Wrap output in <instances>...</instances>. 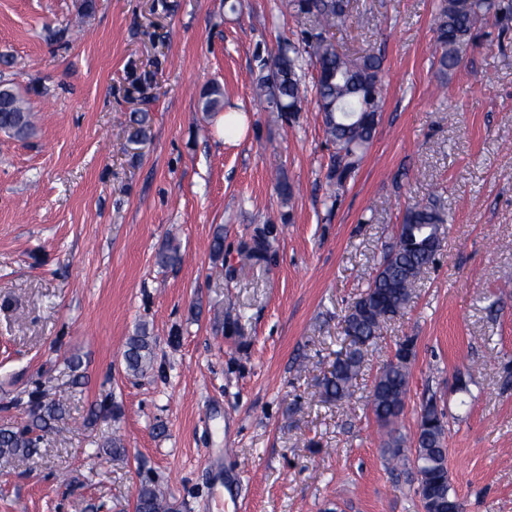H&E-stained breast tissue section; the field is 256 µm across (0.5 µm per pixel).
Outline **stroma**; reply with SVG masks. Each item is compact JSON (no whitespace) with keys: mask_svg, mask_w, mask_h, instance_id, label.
Instances as JSON below:
<instances>
[{"mask_svg":"<svg viewBox=\"0 0 512 512\" xmlns=\"http://www.w3.org/2000/svg\"><path fill=\"white\" fill-rule=\"evenodd\" d=\"M82 3L0 0V79L35 127L0 133V422L25 420L16 401L32 391L68 409L38 454L0 459V512H133L147 479L177 512H224L228 496L235 512H424L369 406L408 337L406 455L436 395L463 512H512V30L444 80L437 0H351L326 37L382 58L384 107L339 185L316 68L301 111H265L252 90L311 17L280 0ZM215 83L245 136L199 110ZM139 112L149 129L133 146ZM431 195L447 218L436 263L366 351L352 396L322 402L345 315L406 209ZM259 234L266 258L242 263ZM169 245L173 268L156 262ZM142 325L154 361L132 377L122 351ZM116 436L124 453L106 454Z\"/></svg>","mask_w":512,"mask_h":512,"instance_id":"1","label":"stroma"}]
</instances>
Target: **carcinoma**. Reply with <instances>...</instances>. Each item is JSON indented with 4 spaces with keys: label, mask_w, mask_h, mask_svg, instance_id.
Segmentation results:
<instances>
[{
    "label": "carcinoma",
    "mask_w": 512,
    "mask_h": 512,
    "mask_svg": "<svg viewBox=\"0 0 512 512\" xmlns=\"http://www.w3.org/2000/svg\"><path fill=\"white\" fill-rule=\"evenodd\" d=\"M350 0H281V5L311 15L318 26L334 27L349 18ZM494 18L499 33L512 23V0H438L434 15L436 66L439 76L448 80L463 62V51L482 42L490 33L481 25ZM318 67L316 102L323 113L325 132L335 148L330 179L343 184L354 173L361 154L371 143L378 116L382 112V59L378 56L351 58L340 53L323 37V32L303 33L301 46L290 43L278 48L272 66L262 65L255 81L257 96L265 98L271 112H299L302 109L301 73L303 55ZM202 110L209 114L224 111V92L217 85L207 88L201 97ZM34 130L25 98L10 83L0 82V131L25 138ZM444 215L431 203L408 208L398 228L395 245L383 256L377 273L368 283L363 297L367 309L360 313L352 307L344 320L349 348L338 353L331 370L319 382L325 402H338L350 396L364 359V348L374 343L382 325L405 309L420 276L436 261L438 225ZM267 252L266 240L256 237L241 249L246 261ZM154 360L152 337L139 328L128 337L123 351L125 371L137 376L146 372ZM408 367L389 360L375 379L371 410L385 425L403 415L408 391ZM25 425L0 424V458L29 457L36 454L44 436L66 410L59 400L46 401L32 393L27 402ZM445 415L435 398L426 399L420 408L413 467L422 475L416 493L422 498L434 494L444 503L442 512H461L448 475L444 436ZM135 512H175L164 494L150 480L136 490Z\"/></svg>",
    "instance_id": "obj_1"
}]
</instances>
